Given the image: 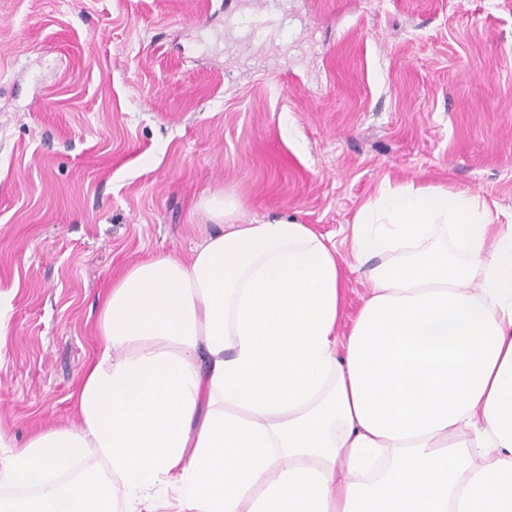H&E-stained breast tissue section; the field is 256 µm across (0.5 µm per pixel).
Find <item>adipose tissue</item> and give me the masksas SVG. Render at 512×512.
<instances>
[{
	"label": "adipose tissue",
	"instance_id": "ef3b65f1",
	"mask_svg": "<svg viewBox=\"0 0 512 512\" xmlns=\"http://www.w3.org/2000/svg\"><path fill=\"white\" fill-rule=\"evenodd\" d=\"M133 264L98 311L79 427L0 432V512H512V224L384 181L356 212L370 283L340 337L336 248L236 223ZM97 456L103 473L58 476Z\"/></svg>",
	"mask_w": 512,
	"mask_h": 512
}]
</instances>
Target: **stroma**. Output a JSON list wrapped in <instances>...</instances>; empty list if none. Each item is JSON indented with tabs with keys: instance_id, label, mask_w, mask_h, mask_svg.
Returning <instances> with one entry per match:
<instances>
[{
	"instance_id": "stroma-1",
	"label": "stroma",
	"mask_w": 512,
	"mask_h": 512,
	"mask_svg": "<svg viewBox=\"0 0 512 512\" xmlns=\"http://www.w3.org/2000/svg\"><path fill=\"white\" fill-rule=\"evenodd\" d=\"M512 224V0H0V431L76 427L104 293L190 259L221 194L347 264L383 180Z\"/></svg>"
}]
</instances>
